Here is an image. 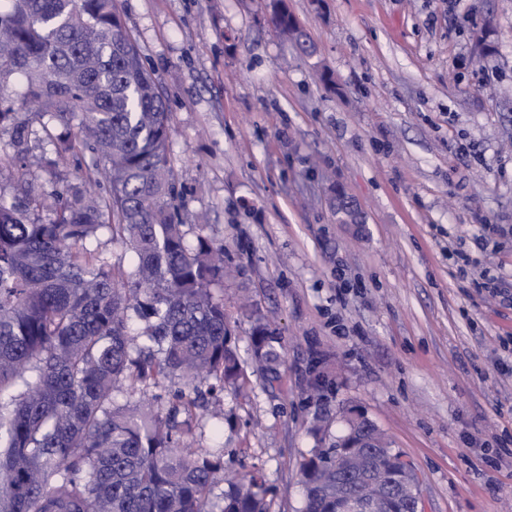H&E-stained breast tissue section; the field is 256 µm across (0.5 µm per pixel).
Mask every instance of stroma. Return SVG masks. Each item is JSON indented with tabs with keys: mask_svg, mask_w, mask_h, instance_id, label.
Masks as SVG:
<instances>
[{
	"mask_svg": "<svg viewBox=\"0 0 512 512\" xmlns=\"http://www.w3.org/2000/svg\"><path fill=\"white\" fill-rule=\"evenodd\" d=\"M117 0L165 94L186 240L224 243L219 293L244 393L196 443L263 475L269 512H301L300 465L356 409L417 474L425 512H512V0ZM93 158L21 182L81 184ZM366 224H340L335 186ZM501 292L474 286L482 272ZM251 304L283 337L281 378L250 361ZM251 309V310H252ZM281 2L282 1H273V25L281 34L289 37L290 39H293L295 42L299 43L300 40H302V43L304 45H307V47L303 49V51L306 54H308V50L313 46L309 40L307 33L301 28L296 18L291 13H287L285 10L282 9V7L280 6ZM293 20L294 24H292Z\"/></svg>",
	"mask_w": 512,
	"mask_h": 512,
	"instance_id": "35a3bbf8",
	"label": "stroma"
}]
</instances>
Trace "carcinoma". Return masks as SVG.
<instances>
[{
  "label": "carcinoma",
  "mask_w": 512,
  "mask_h": 512,
  "mask_svg": "<svg viewBox=\"0 0 512 512\" xmlns=\"http://www.w3.org/2000/svg\"><path fill=\"white\" fill-rule=\"evenodd\" d=\"M272 23L312 48L276 0ZM19 73L25 104L48 116L46 167L88 151L109 171L96 197L31 187L0 200V512H268L255 475L224 478L223 456L188 453L202 399L248 383L232 346L224 299V243L188 244L176 220L167 145L170 113L129 35L116 0H0V84ZM0 129L22 145L29 121L0 104ZM52 212L44 222L41 211ZM106 231L135 255L130 269L92 247ZM144 322L129 334L126 311ZM251 358L279 377L282 337L255 315ZM176 379L177 403L119 405L116 394ZM344 416L355 440L379 455L389 439L368 419ZM336 443L302 466L336 468ZM390 470L418 484L398 452ZM227 489L214 496L219 482ZM339 492L310 491L302 512H336ZM390 512H416L391 500Z\"/></svg>",
  "instance_id": "obj_1"
}]
</instances>
